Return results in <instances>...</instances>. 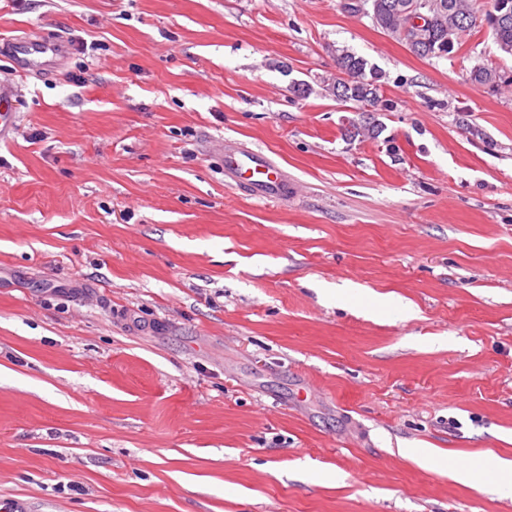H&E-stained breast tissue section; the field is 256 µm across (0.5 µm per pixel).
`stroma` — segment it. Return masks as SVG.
<instances>
[{
    "label": "stroma",
    "instance_id": "35a3bbf8",
    "mask_svg": "<svg viewBox=\"0 0 512 512\" xmlns=\"http://www.w3.org/2000/svg\"><path fill=\"white\" fill-rule=\"evenodd\" d=\"M355 3L0 0V38L69 46L0 55V506L512 512L451 475L512 460V92L470 79L512 57H418ZM340 48L378 138L321 88ZM227 139L297 192L231 184ZM7 47L13 56L23 66L22 72L26 73L27 70L45 69L57 62V57H62L66 53L68 47L63 42H46L41 38H19L7 40L2 43L0 40V50ZM37 54L40 57H50L48 60H37L33 55ZM340 51V53H338ZM336 69L338 74L331 83L323 85L324 91L332 94L336 100L353 103L360 112V120L351 123L345 135L350 140L369 136L377 138L382 132V124L375 113L365 109L366 106L378 109L382 73L368 61L348 49H337ZM17 90L6 89L0 86V141L5 138L10 132H13L16 127V115L12 112L14 98L16 97Z\"/></svg>",
    "mask_w": 512,
    "mask_h": 512
}]
</instances>
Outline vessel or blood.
<instances>
[{"mask_svg": "<svg viewBox=\"0 0 512 512\" xmlns=\"http://www.w3.org/2000/svg\"><path fill=\"white\" fill-rule=\"evenodd\" d=\"M24 69L43 68L44 58L63 56L67 46L62 42H47L39 38L11 39L6 43ZM15 90L0 86V139L16 127L13 111ZM224 175L251 195L278 202L288 195V177L270 157L254 149L228 142L221 153Z\"/></svg>", "mask_w": 512, "mask_h": 512, "instance_id": "b4317fda", "label": "vessel or blood"}]
</instances>
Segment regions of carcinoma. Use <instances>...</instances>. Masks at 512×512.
Listing matches in <instances>:
<instances>
[{
    "instance_id": "cac0c4a2",
    "label": "carcinoma",
    "mask_w": 512,
    "mask_h": 512,
    "mask_svg": "<svg viewBox=\"0 0 512 512\" xmlns=\"http://www.w3.org/2000/svg\"><path fill=\"white\" fill-rule=\"evenodd\" d=\"M374 24L405 44L421 58H446L462 44L468 32L478 27L491 30L495 43L504 54L512 55V0L508 8H498L501 0H491L488 9L482 0H428L429 9L411 17L409 6L421 0H369ZM336 79L324 91L337 100L349 102L360 112V120L351 123L345 136L376 138L382 124L372 109L380 102L382 73L368 61L346 49L336 54ZM471 80L492 91L512 88V72L492 64H478Z\"/></svg>"
}]
</instances>
